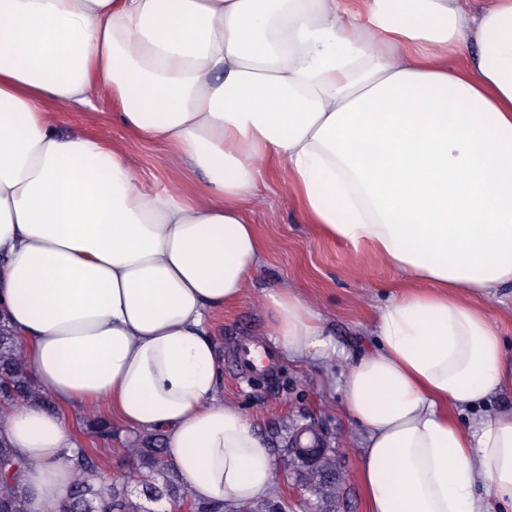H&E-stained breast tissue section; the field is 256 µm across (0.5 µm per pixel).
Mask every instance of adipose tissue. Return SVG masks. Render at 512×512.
I'll list each match as a JSON object with an SVG mask.
<instances>
[{"mask_svg":"<svg viewBox=\"0 0 512 512\" xmlns=\"http://www.w3.org/2000/svg\"><path fill=\"white\" fill-rule=\"evenodd\" d=\"M99 100L202 189L52 120ZM275 166L320 236L405 279L344 383L368 512L512 506V410L485 409L512 388L488 314L512 285V0H0V316L52 399L0 418L28 512L70 501L80 408L161 435L197 500L270 495L210 326L260 268L247 205ZM264 302L280 358L337 354L295 288Z\"/></svg>","mask_w":512,"mask_h":512,"instance_id":"1","label":"adipose tissue"}]
</instances>
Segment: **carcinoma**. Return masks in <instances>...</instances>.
Wrapping results in <instances>:
<instances>
[{
    "label": "carcinoma",
    "instance_id": "obj_1",
    "mask_svg": "<svg viewBox=\"0 0 512 512\" xmlns=\"http://www.w3.org/2000/svg\"><path fill=\"white\" fill-rule=\"evenodd\" d=\"M22 401L50 407L52 402L31 380L21 358V341L12 328L0 319V410ZM124 452L137 462L133 477L143 486L144 494L167 497L173 501H190V512H228L222 502L188 499L189 491L183 479L174 471L163 451V438L158 434L139 436L131 440ZM286 466L295 470L302 480L321 489L319 512H332L336 487L344 482V474L336 467L335 450L324 448L312 463L305 462L297 448L283 449ZM21 462L5 436L0 434V512H11L25 504V491L17 481ZM99 470L97 459L86 449H80L76 460L79 478L73 497L64 512H148L141 497L128 489V481L92 483L85 474Z\"/></svg>",
    "mask_w": 512,
    "mask_h": 512
}]
</instances>
